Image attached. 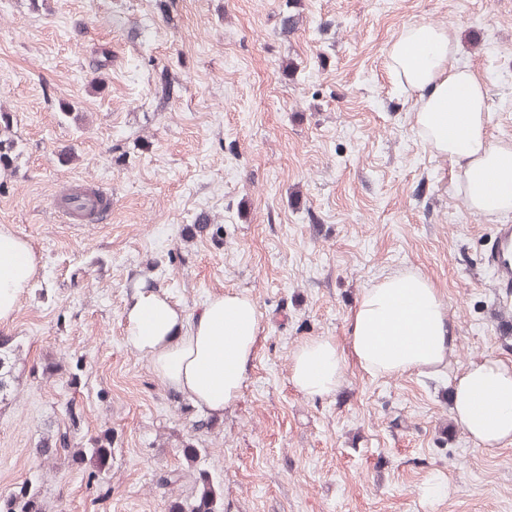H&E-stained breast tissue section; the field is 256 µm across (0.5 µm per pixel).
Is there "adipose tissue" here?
Instances as JSON below:
<instances>
[{
    "label": "adipose tissue",
    "instance_id": "1",
    "mask_svg": "<svg viewBox=\"0 0 512 512\" xmlns=\"http://www.w3.org/2000/svg\"><path fill=\"white\" fill-rule=\"evenodd\" d=\"M396 79L415 91L414 128L432 152L457 168L468 207L484 216L512 213V146L493 141L486 92L456 61L447 29L405 26L387 51ZM37 273L27 241L0 230V324L12 320ZM125 340L146 356L169 387L219 417L237 397L251 365L258 312L248 297L213 296L193 317L160 288H136L125 308ZM351 350L373 376L434 375L453 351L448 313L420 275L388 273L366 289L351 317ZM344 357L327 338H312L293 354L291 380L323 396L342 378ZM455 418L474 444H512V366L483 361L465 367L453 389Z\"/></svg>",
    "mask_w": 512,
    "mask_h": 512
}]
</instances>
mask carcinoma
Returning <instances> with one entry per match:
<instances>
[{"instance_id": "cac0c4a2", "label": "carcinoma", "mask_w": 512, "mask_h": 512, "mask_svg": "<svg viewBox=\"0 0 512 512\" xmlns=\"http://www.w3.org/2000/svg\"><path fill=\"white\" fill-rule=\"evenodd\" d=\"M300 0H285V9L280 12V33L291 34L299 22ZM17 139L12 129V114L0 109V171L13 172L16 169ZM19 350L10 340L0 339V403L15 392ZM68 421L57 425L42 436L37 446V454L46 461L80 462L89 465L87 483L100 478L112 459V432L104 431L90 437L86 442H76V431L81 422V415L71 406L67 410ZM217 429L215 420L200 417L191 421L190 434L182 439L180 448L186 462V468L174 470L166 476L164 482L176 485L183 481L185 475H192L193 484L190 495L181 497L172 495L167 502V512H224V496L220 483L205 469L197 467L199 436L212 434ZM0 512H44V502L39 488L31 482H25L7 497L0 500Z\"/></svg>"}]
</instances>
